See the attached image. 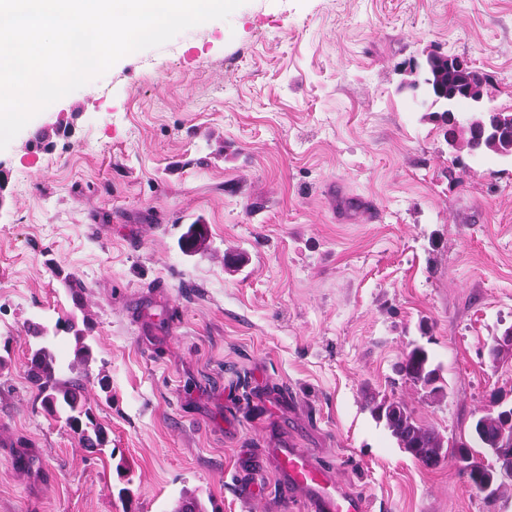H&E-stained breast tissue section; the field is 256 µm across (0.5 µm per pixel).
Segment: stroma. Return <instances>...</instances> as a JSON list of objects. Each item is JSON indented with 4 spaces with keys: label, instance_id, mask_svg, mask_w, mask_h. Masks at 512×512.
Instances as JSON below:
<instances>
[{
    "label": "stroma",
    "instance_id": "stroma-1",
    "mask_svg": "<svg viewBox=\"0 0 512 512\" xmlns=\"http://www.w3.org/2000/svg\"><path fill=\"white\" fill-rule=\"evenodd\" d=\"M430 54L512 110V0H246L0 150V512H307L281 492L289 446L368 512H512V476L486 496L454 456L512 406V345L488 355L512 328V163L449 151L409 87ZM40 131L53 149L26 150ZM60 319L92 347L84 364L53 340L100 450L29 379L28 325ZM416 347L442 393L401 373ZM372 399L434 431L438 463L400 448Z\"/></svg>",
    "mask_w": 512,
    "mask_h": 512
}]
</instances>
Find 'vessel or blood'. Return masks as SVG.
Instances as JSON below:
<instances>
[{
	"instance_id": "1",
	"label": "vessel or blood",
	"mask_w": 512,
	"mask_h": 512,
	"mask_svg": "<svg viewBox=\"0 0 512 512\" xmlns=\"http://www.w3.org/2000/svg\"><path fill=\"white\" fill-rule=\"evenodd\" d=\"M275 454L289 491L303 490L310 512H365V503L343 492L304 449L279 448Z\"/></svg>"
}]
</instances>
